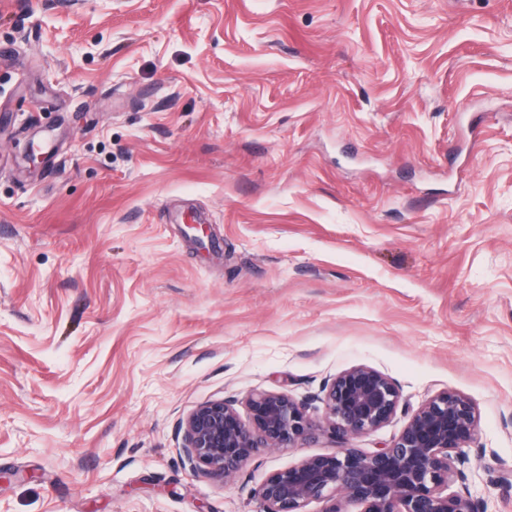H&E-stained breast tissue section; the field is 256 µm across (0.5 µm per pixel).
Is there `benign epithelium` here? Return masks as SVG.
Listing matches in <instances>:
<instances>
[{"label":"benign epithelium","mask_w":512,"mask_h":512,"mask_svg":"<svg viewBox=\"0 0 512 512\" xmlns=\"http://www.w3.org/2000/svg\"><path fill=\"white\" fill-rule=\"evenodd\" d=\"M324 415L285 393L259 391L246 401L243 421L230 401H208L182 425L184 457L195 473L227 480L262 448H295L322 437L347 442L375 432L404 406L396 384L381 372L355 365L323 388ZM477 434V414L466 396L438 393L412 411L389 444L374 450L347 446L311 456L270 474L256 490L260 512H345V498L360 512H480L468 493L450 492L466 479V449Z\"/></svg>","instance_id":"7a95c632"}]
</instances>
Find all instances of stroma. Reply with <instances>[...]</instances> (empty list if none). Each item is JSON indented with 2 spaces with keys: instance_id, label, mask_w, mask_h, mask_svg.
Instances as JSON below:
<instances>
[{
  "instance_id": "35a3bbf8",
  "label": "stroma",
  "mask_w": 512,
  "mask_h": 512,
  "mask_svg": "<svg viewBox=\"0 0 512 512\" xmlns=\"http://www.w3.org/2000/svg\"><path fill=\"white\" fill-rule=\"evenodd\" d=\"M359 364L512 512V0H0V512H260L333 442L181 421Z\"/></svg>"
}]
</instances>
